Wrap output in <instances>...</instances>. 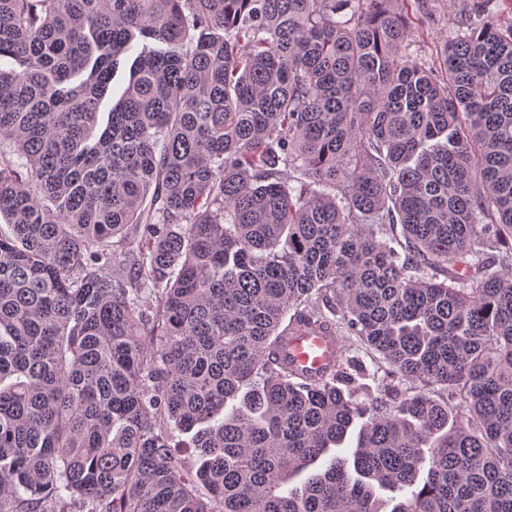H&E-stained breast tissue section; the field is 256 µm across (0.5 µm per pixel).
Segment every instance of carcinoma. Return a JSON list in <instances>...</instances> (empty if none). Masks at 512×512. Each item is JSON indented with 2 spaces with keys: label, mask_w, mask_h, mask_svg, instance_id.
<instances>
[{
  "label": "carcinoma",
  "mask_w": 512,
  "mask_h": 512,
  "mask_svg": "<svg viewBox=\"0 0 512 512\" xmlns=\"http://www.w3.org/2000/svg\"><path fill=\"white\" fill-rule=\"evenodd\" d=\"M398 2L0 0V512H512V27ZM410 16L409 44L411 58L444 74L446 44L459 29L479 24L491 16L504 27L512 25V0H407ZM287 350L294 365L310 373L330 363L337 353L336 344L328 336H292ZM345 340L346 356L358 358L365 365L369 373H373L377 365H381L379 362V360L382 361V359H379L380 355L367 349L356 336H350Z\"/></svg>",
  "instance_id": "1"
}]
</instances>
